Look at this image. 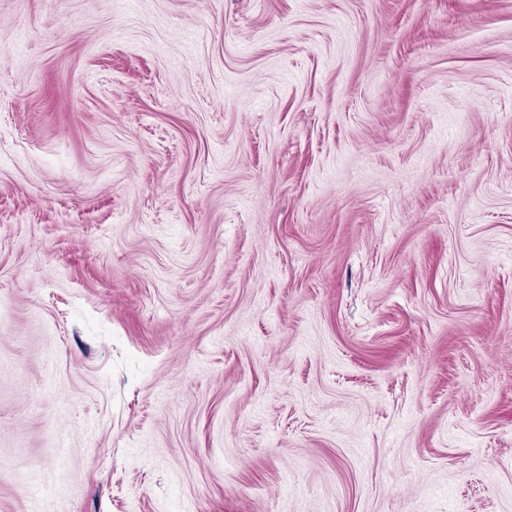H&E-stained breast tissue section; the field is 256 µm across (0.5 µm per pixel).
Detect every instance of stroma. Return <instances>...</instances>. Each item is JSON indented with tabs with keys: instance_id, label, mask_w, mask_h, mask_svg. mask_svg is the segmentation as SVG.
Returning a JSON list of instances; mask_svg holds the SVG:
<instances>
[{
	"instance_id": "obj_1",
	"label": "stroma",
	"mask_w": 512,
	"mask_h": 512,
	"mask_svg": "<svg viewBox=\"0 0 512 512\" xmlns=\"http://www.w3.org/2000/svg\"><path fill=\"white\" fill-rule=\"evenodd\" d=\"M0 512H512V0H0Z\"/></svg>"
}]
</instances>
